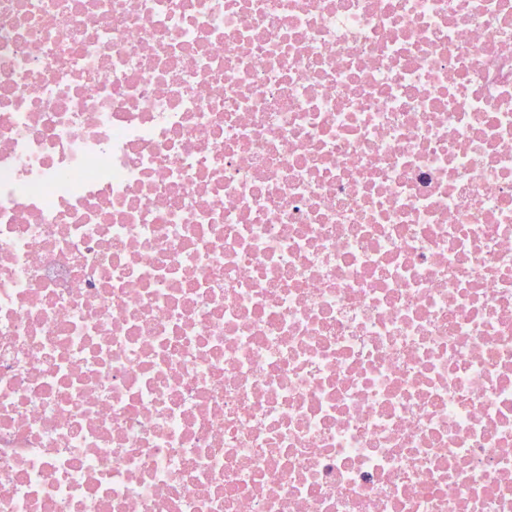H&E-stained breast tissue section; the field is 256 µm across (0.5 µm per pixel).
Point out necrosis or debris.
Here are the masks:
<instances>
[{"label": "necrosis or debris", "mask_w": 512, "mask_h": 512, "mask_svg": "<svg viewBox=\"0 0 512 512\" xmlns=\"http://www.w3.org/2000/svg\"><path fill=\"white\" fill-rule=\"evenodd\" d=\"M0 512H512V0H0Z\"/></svg>", "instance_id": "obj_1"}]
</instances>
